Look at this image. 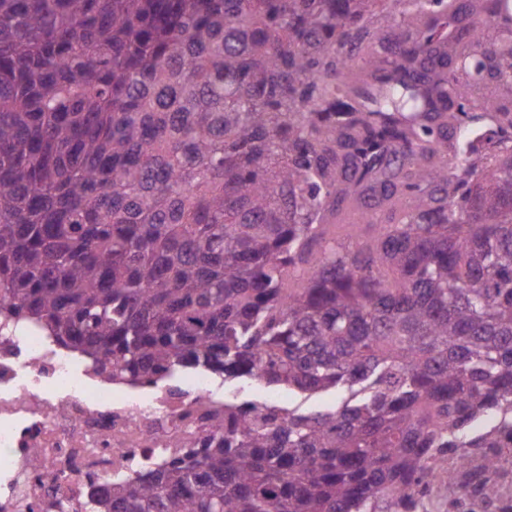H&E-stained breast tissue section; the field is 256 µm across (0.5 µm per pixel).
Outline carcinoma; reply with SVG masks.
I'll list each match as a JSON object with an SVG mask.
<instances>
[{
	"label": "carcinoma",
	"instance_id": "cac0c4a2",
	"mask_svg": "<svg viewBox=\"0 0 512 512\" xmlns=\"http://www.w3.org/2000/svg\"><path fill=\"white\" fill-rule=\"evenodd\" d=\"M505 92L508 0H0V314L116 383L232 386L90 512H419L448 458L512 449V145L448 142L512 129ZM370 196L411 207L339 241ZM375 226L361 224L360 213L354 209H344L343 214L336 225V236L347 239L355 236L360 242L370 243L375 237Z\"/></svg>",
	"mask_w": 512,
	"mask_h": 512
}]
</instances>
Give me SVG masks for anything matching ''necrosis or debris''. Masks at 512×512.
Masks as SVG:
<instances>
[{
    "label": "necrosis or debris",
    "mask_w": 512,
    "mask_h": 512,
    "mask_svg": "<svg viewBox=\"0 0 512 512\" xmlns=\"http://www.w3.org/2000/svg\"><path fill=\"white\" fill-rule=\"evenodd\" d=\"M223 414L207 375L124 390L40 328L0 321V512H86L90 486L176 455Z\"/></svg>",
    "instance_id": "necrosis-or-debris-1"
}]
</instances>
